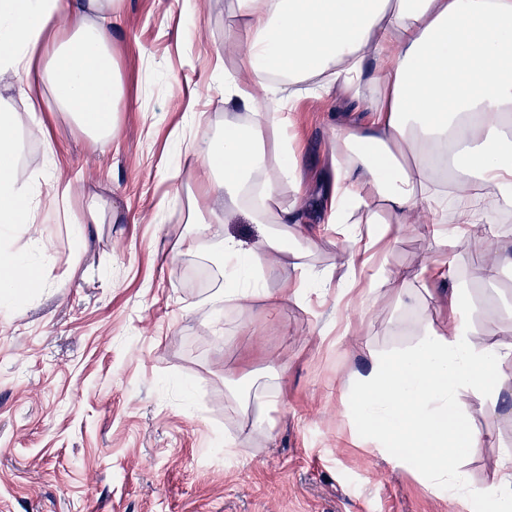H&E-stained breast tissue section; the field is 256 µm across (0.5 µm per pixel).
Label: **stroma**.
Wrapping results in <instances>:
<instances>
[{"label": "stroma", "mask_w": 512, "mask_h": 512, "mask_svg": "<svg viewBox=\"0 0 512 512\" xmlns=\"http://www.w3.org/2000/svg\"><path fill=\"white\" fill-rule=\"evenodd\" d=\"M245 20L235 0H126L113 18L112 53L124 80L118 127L91 145L60 112L43 119L55 145L38 224L16 247L35 256L39 288L0 307V512H460L406 463L377 452L347 398L374 357L415 346L448 313L402 283L369 306L336 310L335 289L272 309L258 299L225 306L214 247L174 249L189 226L197 184L177 171L193 141L220 137L224 98L215 62L235 70ZM363 113L342 94L297 99L290 133L304 161L307 263L342 277V236L319 234L321 177L338 119ZM117 223L71 228L89 194ZM512 223L486 247L460 248L454 285L472 308L476 342L486 320L512 326V268L494 283L476 272L494 260ZM388 269L413 270L440 254L422 225L385 242ZM350 323L336 335L337 316ZM275 392L261 405L262 392ZM269 432L252 427L258 410ZM456 409L478 432L454 464L479 491L512 457V391L498 402L467 389ZM243 450H226L228 442Z\"/></svg>", "instance_id": "35a3bbf8"}]
</instances>
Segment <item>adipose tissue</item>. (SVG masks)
I'll return each mask as SVG.
<instances>
[{"label":"adipose tissue","mask_w":512,"mask_h":512,"mask_svg":"<svg viewBox=\"0 0 512 512\" xmlns=\"http://www.w3.org/2000/svg\"><path fill=\"white\" fill-rule=\"evenodd\" d=\"M125 0H0V233L17 235L39 219L38 176L19 179L16 126L46 138L42 112L53 101L103 146L113 137L123 98L122 73L106 20ZM246 19L239 70L216 66L224 88L220 142L198 141L184 165L203 172L191 194L192 232L179 250L199 251L216 224L246 217L277 224L251 251L219 240L225 302L251 294L269 306L282 297L263 288L264 257L287 254L300 234L303 208L280 204L282 184L302 191L303 159L287 133V105L341 92L364 102L368 121L337 125L330 148L325 222L343 236L347 279L295 264L294 293L336 284L337 299L368 300L400 279L376 245L400 224L419 219L441 265L413 272L437 287L455 267L459 246L480 247L482 224L512 214V0H236ZM269 103L259 107L252 85ZM25 104L17 113L5 93ZM24 252H0V302L22 301L37 287ZM448 329L426 330L411 350L377 358L353 391V409L378 450L412 463L461 505L474 493L449 458L479 436L456 411L458 390L499 399L512 384L503 367L512 341L476 346L465 294L440 295Z\"/></svg>","instance_id":"adipose-tissue-1"}]
</instances>
